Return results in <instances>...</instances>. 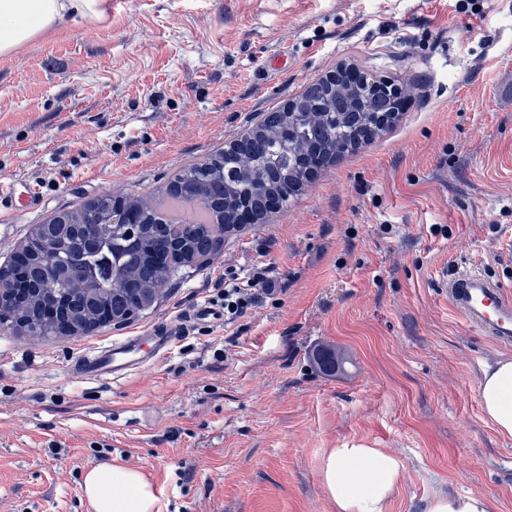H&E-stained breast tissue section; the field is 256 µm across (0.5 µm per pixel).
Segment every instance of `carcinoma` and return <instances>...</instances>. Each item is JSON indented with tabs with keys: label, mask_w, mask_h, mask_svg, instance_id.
<instances>
[{
	"label": "carcinoma",
	"mask_w": 512,
	"mask_h": 512,
	"mask_svg": "<svg viewBox=\"0 0 512 512\" xmlns=\"http://www.w3.org/2000/svg\"><path fill=\"white\" fill-rule=\"evenodd\" d=\"M332 86L326 79L317 81L294 100L292 110L271 112L249 131L252 141L247 145V163H241L235 152L228 149L195 164L192 170L198 180L186 182L178 189H167L165 199L174 204L192 201L200 216L181 220L159 205L151 207L142 215L133 251L124 247L123 225L106 219L112 201L110 193L98 199L99 214L105 216L103 221L57 226V233L65 242L61 254L45 252L42 244L30 237L33 263L17 296V312L25 319L29 333H58L44 320L45 298L39 291L42 269L51 263L78 266L106 295L103 307L119 311L127 303L122 293L114 291L121 280H134L147 293L168 283L176 277L180 265L221 250L224 241L214 237L212 230L216 221L226 217L227 210L245 204L259 209L271 193L286 202L304 187V158L319 154L331 160L372 141L376 133L369 130L370 119L360 100L354 106L355 113L335 125L312 118L311 112L327 103ZM316 359L319 367L329 373L343 362L334 351H322Z\"/></svg>",
	"instance_id": "carcinoma-1"
}]
</instances>
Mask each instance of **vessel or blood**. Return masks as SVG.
Listing matches in <instances>:
<instances>
[{
	"label": "vessel or blood",
	"instance_id": "vessel-or-blood-1",
	"mask_svg": "<svg viewBox=\"0 0 512 512\" xmlns=\"http://www.w3.org/2000/svg\"><path fill=\"white\" fill-rule=\"evenodd\" d=\"M44 196L37 188L21 187L19 178H0V224H14L37 212ZM450 306L475 328L504 344L512 343V291L477 271L454 276L446 282ZM222 322L220 310L201 304L178 319L162 323L138 336H130L93 354L80 357L78 376L101 382L116 381L134 374L169 354L176 341L198 320Z\"/></svg>",
	"mask_w": 512,
	"mask_h": 512
}]
</instances>
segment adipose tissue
Here are the masks:
<instances>
[{"mask_svg":"<svg viewBox=\"0 0 512 512\" xmlns=\"http://www.w3.org/2000/svg\"><path fill=\"white\" fill-rule=\"evenodd\" d=\"M103 0H0V55L12 52L67 20L104 18ZM482 410L498 434L512 439V358L484 369ZM397 457L378 448L333 449L323 484L336 512H386L401 479ZM83 493L94 512H155L157 496L145 475L108 462L88 469Z\"/></svg>","mask_w":512,"mask_h":512,"instance_id":"adipose-tissue-1","label":"adipose tissue"}]
</instances>
